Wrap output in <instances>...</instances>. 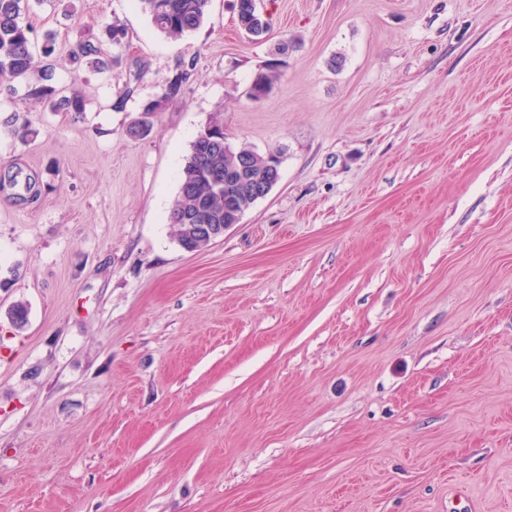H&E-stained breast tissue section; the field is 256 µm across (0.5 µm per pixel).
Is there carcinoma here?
I'll list each match as a JSON object with an SVG mask.
<instances>
[{"label":"carcinoma","instance_id":"1","mask_svg":"<svg viewBox=\"0 0 512 512\" xmlns=\"http://www.w3.org/2000/svg\"><path fill=\"white\" fill-rule=\"evenodd\" d=\"M153 26L163 35L180 38L197 30L205 21L210 0H137ZM254 0H237L239 26L249 35L259 37L268 31L264 17L254 18ZM25 0H0V80L28 81L27 97L46 100L55 112L86 110L84 98L77 91L68 96L57 97L52 84L55 39L47 34L43 46L36 45L32 28L22 18ZM73 60L84 64L97 73L112 71V56L96 39H79L71 48ZM194 62L180 63L167 79L158 99L147 103L143 118L134 121L127 130L133 138L146 136L151 124L146 116L159 110L162 104L177 100L185 93L192 75ZM279 81L277 64L271 63L258 73L250 88V97L259 100L272 92ZM13 137L26 141L33 130L29 122L14 114L4 121ZM212 134L206 140L199 137L191 149L182 168L180 187L168 215L175 228L178 244L197 251L202 244L187 243L184 224H237L243 213L259 200L251 191L254 183L268 178L274 161L271 156L261 155L245 146L230 154L224 153V124L214 116L207 124ZM9 184L16 189L18 198L25 200L34 189L36 181L22 171H7Z\"/></svg>","mask_w":512,"mask_h":512}]
</instances>
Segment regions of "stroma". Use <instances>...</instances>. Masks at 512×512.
Returning a JSON list of instances; mask_svg holds the SVG:
<instances>
[{
	"label": "stroma",
	"instance_id": "stroma-1",
	"mask_svg": "<svg viewBox=\"0 0 512 512\" xmlns=\"http://www.w3.org/2000/svg\"><path fill=\"white\" fill-rule=\"evenodd\" d=\"M234 5L174 40L134 0H28L87 110L0 95L38 181L0 188V512H512V0H260V37ZM110 23L111 74L72 62ZM216 115L280 179L187 252ZM193 68L194 60H190L187 66L184 62L177 66L176 71L167 79L158 99L147 103L142 109V114L144 116L141 119L134 121L128 127L127 133L131 137L141 138L146 136L151 130V124L146 119V116L153 112H157L162 103L180 99L184 95L185 88L192 75ZM279 69L277 64L271 63L258 73L250 88V97L253 100H260L272 92L279 81Z\"/></svg>",
	"mask_w": 512,
	"mask_h": 512
}]
</instances>
